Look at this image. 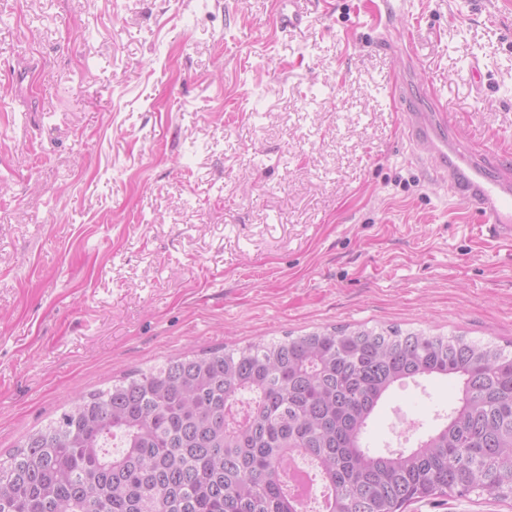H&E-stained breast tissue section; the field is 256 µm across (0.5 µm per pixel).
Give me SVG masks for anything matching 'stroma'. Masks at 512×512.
Instances as JSON below:
<instances>
[{"label":"stroma","mask_w":512,"mask_h":512,"mask_svg":"<svg viewBox=\"0 0 512 512\" xmlns=\"http://www.w3.org/2000/svg\"><path fill=\"white\" fill-rule=\"evenodd\" d=\"M0 0V454L187 351L343 325L512 344V240L404 115L512 163V0ZM445 381L396 386L372 448ZM408 512H512L487 495ZM310 0H281L279 25L281 29L294 32L301 28L305 12L304 5Z\"/></svg>","instance_id":"1"}]
</instances>
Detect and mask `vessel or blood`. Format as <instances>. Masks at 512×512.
Listing matches in <instances>:
<instances>
[{
  "label": "vessel or blood",
  "instance_id": "vessel-or-blood-1",
  "mask_svg": "<svg viewBox=\"0 0 512 512\" xmlns=\"http://www.w3.org/2000/svg\"><path fill=\"white\" fill-rule=\"evenodd\" d=\"M308 0H281L279 25L300 29ZM409 140L421 142L449 194L471 204L490 235L512 239V167L491 162L453 135L441 112H410L405 118Z\"/></svg>",
  "mask_w": 512,
  "mask_h": 512
}]
</instances>
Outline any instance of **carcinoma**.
<instances>
[{
	"instance_id": "1",
	"label": "carcinoma",
	"mask_w": 512,
	"mask_h": 512,
	"mask_svg": "<svg viewBox=\"0 0 512 512\" xmlns=\"http://www.w3.org/2000/svg\"><path fill=\"white\" fill-rule=\"evenodd\" d=\"M430 377L458 388L444 422L371 451L381 400ZM299 456L328 492L322 512L512 500V350L360 324L186 354L77 394L26 435L0 458V512H307L285 479Z\"/></svg>"
}]
</instances>
